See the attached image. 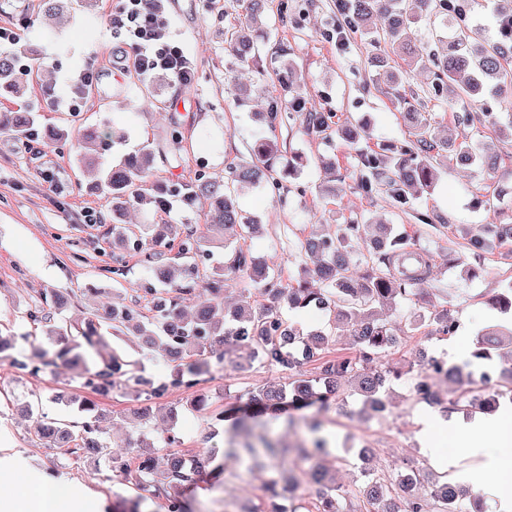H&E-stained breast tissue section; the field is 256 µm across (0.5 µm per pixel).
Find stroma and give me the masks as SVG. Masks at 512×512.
<instances>
[{
  "label": "stroma",
  "mask_w": 512,
  "mask_h": 512,
  "mask_svg": "<svg viewBox=\"0 0 512 512\" xmlns=\"http://www.w3.org/2000/svg\"><path fill=\"white\" fill-rule=\"evenodd\" d=\"M119 5V0H98L97 7L88 10L74 0L70 11L52 22L42 17L34 0H11L10 8L0 13V28L14 33L13 40L0 43V53H13L23 44L37 52L17 63L18 71L29 79L25 95L0 98V111L24 107L33 112L38 126L69 133L68 140L55 145L41 140L25 145L0 133V334L14 337L16 355L31 352L35 330L26 310L43 289L72 293L64 316L74 323L90 309L84 295L88 288L98 289L101 301L119 297L142 312L150 310L141 291L150 279L149 265L142 256L114 253L109 202L95 188L98 174L77 161V140L85 127L108 131L115 161L149 146L156 156L153 179L166 185L175 179L193 181L201 173L223 175L227 162L248 156L257 128L254 115L274 100L285 112L297 98L302 111L330 112L354 125L369 123L377 142L408 136L401 113L390 101L389 85L368 64V46L341 34L336 0H267L259 19L265 36L245 63L224 53L226 31L250 22L240 0H162V19L196 64V78L188 88L135 71L132 47L112 28ZM91 64L99 69L98 80L88 89L81 112L71 113L73 82ZM240 82L258 88L242 105L236 99ZM426 83V73L416 72L404 88L424 103L435 134L464 136L480 153L501 156L495 170L444 161L434 189L400 206L386 192H362L359 147L347 145L332 130L320 137L307 135L300 120H291L277 127L274 136L281 150L304 155V166L298 177L279 189L264 184L241 197L242 209L261 226L241 245L269 258L284 281L292 282L306 262L292 241L352 217L362 221L365 237L372 222L391 224L410 234L431 256L427 285L447 291L452 317L464 322V332L474 343L485 327L512 323V316L492 306L495 296L512 282V248L475 253L468 244L469 229L512 222V142L488 125L457 122L458 114L480 108L479 99L441 103L430 98ZM175 128L181 132L176 142L170 137ZM329 160L336 163V194L325 197L320 187L326 179L323 165ZM52 183L57 186L53 192L48 189ZM501 190L507 196L500 203L495 196ZM206 207L200 200L189 208L175 204L169 211L134 208L125 224L133 232L142 224L194 225L201 223ZM88 210L101 213L103 223H84ZM451 343V337L424 325L389 353L386 366L400 370L402 376L388 385L389 408L382 417H367L360 396L344 393L327 425L330 460L343 485L354 489L363 484L353 452L365 445L373 448L385 472L407 463L437 470L422 448L420 429L424 415L437 417L441 411L414 402L409 384L422 369L419 349L444 358ZM276 378L275 371L256 364L247 370L227 364L202 376L195 387H172L152 401L130 388L115 389L97 399L105 415L101 437L112 456L93 463L60 448L43 447L35 436V417L21 412L37 400L50 416L73 417L78 400L88 396L76 372L60 362L33 376L2 358L0 448L20 459L28 472L53 474L78 492L71 512H110L116 496L130 493L114 477L111 459L126 455V438L141 431L134 413L148 404L154 411L149 432L175 433L185 454L211 453L224 461L220 478H203L187 491V512H238L242 501L258 504L265 474L259 469L245 471L241 462L225 458L223 427L211 425L191 401L204 395L220 410L248 388ZM171 408L177 411L172 421L167 418Z\"/></svg>",
  "instance_id": "35a3bbf8"
}]
</instances>
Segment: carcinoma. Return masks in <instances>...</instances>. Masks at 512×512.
I'll list each match as a JSON object with an SVG mask.
<instances>
[{"label":"carcinoma","mask_w":512,"mask_h":512,"mask_svg":"<svg viewBox=\"0 0 512 512\" xmlns=\"http://www.w3.org/2000/svg\"><path fill=\"white\" fill-rule=\"evenodd\" d=\"M69 0H38V8L46 17L60 15ZM473 0H336V11L345 27L358 35L367 45L375 48L385 42L392 54L376 53L370 64L376 72L385 75L392 86H400L415 70L430 76V94L438 102L448 95L460 99L477 95L488 96L482 111L461 116V123L472 125L488 123L499 134L512 140V114L508 122L499 121L497 109L512 108V0H496L492 14L495 32L490 35L479 26H472L469 18ZM443 16L454 23L447 34V49L442 52L423 53L415 41L413 27L424 18ZM225 52L245 59L254 48L249 27L233 29L224 41ZM30 54L21 46L12 54H0V91L15 98L23 96L25 83L16 75L19 57ZM393 104L402 111L408 123L409 138L400 145L386 143L382 151L363 152L361 164L367 175L361 178V189L366 194L379 190L389 192L394 202L406 205L410 197L430 187L435 180L441 158L453 153L467 165L488 169L493 162L479 155L467 138L442 140L435 136L425 113L411 102L407 93L397 91ZM292 117L290 112L279 111L272 102L263 113L264 126L273 132ZM333 113L307 112L303 118L304 130L309 135H321L334 128L342 138L355 144L370 138V132L351 128L333 121ZM35 129L31 112H1L0 132L7 131L18 140L29 139ZM109 137L90 128L78 140L79 162L84 167L101 173L96 188L107 191L111 199L113 247L128 253H146L152 266V283L143 288L145 298L152 302V316L143 314L136 306L123 302H108L88 317L83 324L74 326L56 319L46 308L62 309L69 303L61 291H47L28 304L30 322L54 346L52 351L40 350L30 356L12 360L20 371L37 375L56 365L60 360L78 371L82 386L95 395H107L122 385L145 387V393L154 398L165 395L167 385L156 384L143 374V369L129 360L123 352L113 350L101 362L88 365L84 350L105 344V336L133 334L139 340L141 352L154 349L164 351L177 363L174 383L192 387L198 377L210 372L209 356L222 363L232 353L245 354L240 367L255 362L284 374V382L254 387L247 391V399L260 410L275 409L281 404L300 413L318 405V413L309 416L312 438L309 446L298 449L299 459L308 464V487L286 476L282 461L290 449L282 448L263 435H252L247 423L226 411L209 409L205 399L196 401V407L209 414L210 419L222 424L231 421L233 437L228 441L226 456H246L254 461L265 458L269 476L263 489L271 498L281 496L280 483L288 479L290 512H410L408 482L424 480L431 484L429 497L422 504V512H463L470 500L468 492L448 480L447 475H436L409 468L396 476L379 471L371 463L368 451L361 460L368 479L363 486L349 490L336 478V471L323 462L328 443L321 435V413L327 411L330 396L339 389H348L362 398L363 410L374 413L383 410L386 400L382 391L387 383V370L383 367L372 372L366 365L388 354L396 343V332L391 322L381 318L380 310L391 308L401 299H415L428 303L429 293L423 285L430 275L429 255L415 247L409 235L394 230L391 225L377 222L378 232L373 246L358 251L354 242L360 236L362 224L349 219L338 224L327 234L310 236L298 241L300 251L318 258L314 267H301L297 284L286 283L274 265L237 245L256 233L257 220L242 210L239 197L246 190L263 183L279 185L282 177L294 172L293 158L282 162L278 144L261 134L254 142L250 159L233 160L224 167V175H201L193 182L172 189H154L151 181L154 153L148 148L129 155L117 163L106 157ZM175 192L187 206L204 197L209 210L204 224L189 227L181 237L177 256L183 260L171 264L150 245L176 231L166 224H143L138 233H127L122 221L129 208H161L162 202ZM224 243V265L212 268L208 274H199L194 259L207 255L206 246L214 241ZM366 267L361 278L354 280L351 264ZM240 279L242 288L234 305L224 308V314L209 303L187 316L179 307V296L190 293L199 282H204L214 298H221L226 275ZM262 301H256V298ZM448 295L433 302L426 314H414L410 330L422 322L435 327V332L446 336L453 320L448 316ZM315 308L325 312L329 329L309 330L287 320L281 309ZM337 336H348L354 352L327 358L330 342ZM483 349L475 353L481 359L487 350L504 345L512 346V327L488 328L481 333ZM318 366L319 373L312 376L304 370L307 364ZM486 371L470 370V364L448 366L444 372L457 383L470 386L469 392L450 399L433 388L427 375H417L411 383L415 400L432 407L448 410L492 412L499 398L512 397V367L496 382V391L479 390ZM82 422L76 424L63 418L41 416L36 437L49 446L65 448L72 454L88 457L110 454L109 446L100 437L99 412L95 401L87 399L79 405ZM254 436V440L236 444L240 434ZM176 437L165 436L162 441L139 438L129 442L135 449V467L123 457H112V470L135 489L149 490L165 500L167 512H186L182 493L197 484L206 468L216 463L212 454L187 457L174 447ZM165 458L163 469L155 464V455Z\"/></svg>","instance_id":"carcinoma-1"}]
</instances>
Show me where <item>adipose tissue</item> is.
Returning <instances> with one entry per match:
<instances>
[{"mask_svg":"<svg viewBox=\"0 0 512 512\" xmlns=\"http://www.w3.org/2000/svg\"><path fill=\"white\" fill-rule=\"evenodd\" d=\"M422 442L428 456L445 467L464 466L465 477L494 483L499 512H512V414L495 413L468 425L443 424L426 416ZM452 452H444L445 443ZM60 483L50 476L18 479L12 499L0 503V512H67Z\"/></svg>","mask_w":512,"mask_h":512,"instance_id":"ef3b65f1","label":"adipose tissue"}]
</instances>
